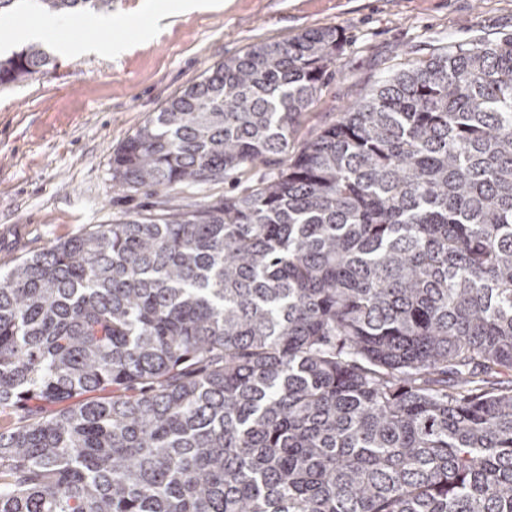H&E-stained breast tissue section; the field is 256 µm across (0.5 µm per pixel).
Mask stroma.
Returning <instances> with one entry per match:
<instances>
[{"mask_svg":"<svg viewBox=\"0 0 512 512\" xmlns=\"http://www.w3.org/2000/svg\"><path fill=\"white\" fill-rule=\"evenodd\" d=\"M144 0H112L111 28L71 27L44 41L126 39L105 59L56 55V66L0 86V270L95 225L134 219L157 205L174 211L231 195L287 167L341 109L409 62L456 43L512 34V0H233L228 8L176 14L157 32ZM338 28L343 47L332 76L303 112L286 154L236 178L186 182L167 191H128L111 177L112 153L153 112L207 69L248 47L288 41L304 30Z\"/></svg>","mask_w":512,"mask_h":512,"instance_id":"1","label":"stroma"}]
</instances>
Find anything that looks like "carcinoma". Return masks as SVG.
I'll return each instance as SVG.
<instances>
[{
	"label": "carcinoma",
	"instance_id": "1",
	"mask_svg": "<svg viewBox=\"0 0 512 512\" xmlns=\"http://www.w3.org/2000/svg\"><path fill=\"white\" fill-rule=\"evenodd\" d=\"M341 46L319 27L208 69L112 181L288 152ZM51 64L29 43L0 85ZM507 371L512 37L394 73L249 190L0 272V512H512Z\"/></svg>",
	"mask_w": 512,
	"mask_h": 512
}]
</instances>
